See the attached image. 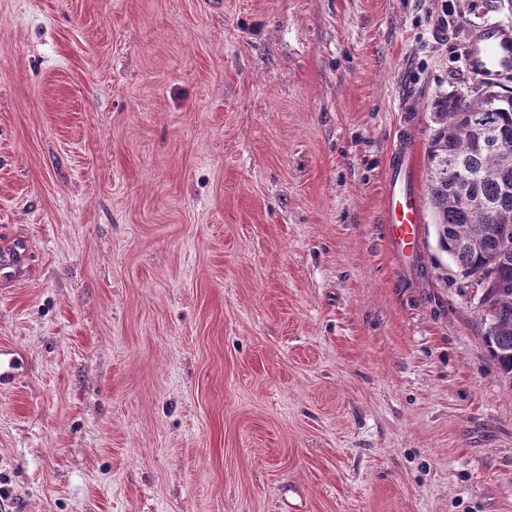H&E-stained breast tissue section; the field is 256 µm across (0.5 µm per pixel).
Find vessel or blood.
I'll list each match as a JSON object with an SVG mask.
<instances>
[{
	"instance_id": "obj_1",
	"label": "vessel or blood",
	"mask_w": 512,
	"mask_h": 512,
	"mask_svg": "<svg viewBox=\"0 0 512 512\" xmlns=\"http://www.w3.org/2000/svg\"><path fill=\"white\" fill-rule=\"evenodd\" d=\"M463 53L467 68L475 76L512 73V28L495 23L480 27L465 44ZM393 154L385 172V232L392 255L402 265L419 252L425 221L415 189L419 144L414 134L400 136Z\"/></svg>"
}]
</instances>
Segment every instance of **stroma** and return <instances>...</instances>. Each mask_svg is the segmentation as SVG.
Segmentation results:
<instances>
[{
	"label": "stroma",
	"instance_id": "stroma-1",
	"mask_svg": "<svg viewBox=\"0 0 512 512\" xmlns=\"http://www.w3.org/2000/svg\"><path fill=\"white\" fill-rule=\"evenodd\" d=\"M512 0H0V512H512V383L383 175ZM418 110L405 113L407 102ZM393 154L385 172V232L392 255L404 265L420 251L425 221L415 189L419 144L411 130L397 139Z\"/></svg>",
	"mask_w": 512,
	"mask_h": 512
}]
</instances>
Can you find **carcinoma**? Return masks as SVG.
<instances>
[{"instance_id": "carcinoma-1", "label": "carcinoma", "mask_w": 512, "mask_h": 512, "mask_svg": "<svg viewBox=\"0 0 512 512\" xmlns=\"http://www.w3.org/2000/svg\"><path fill=\"white\" fill-rule=\"evenodd\" d=\"M512 95H441L431 106L427 203L463 277L487 282L482 341L512 379Z\"/></svg>"}]
</instances>
